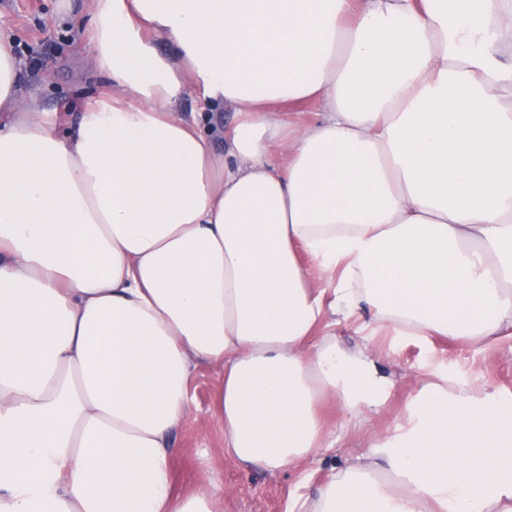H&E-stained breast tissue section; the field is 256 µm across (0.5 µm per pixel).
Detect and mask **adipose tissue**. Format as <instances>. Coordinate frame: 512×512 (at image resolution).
Here are the masks:
<instances>
[{
	"label": "adipose tissue",
	"instance_id": "ef3b65f1",
	"mask_svg": "<svg viewBox=\"0 0 512 512\" xmlns=\"http://www.w3.org/2000/svg\"><path fill=\"white\" fill-rule=\"evenodd\" d=\"M87 13L109 90L63 134L0 39V512H224L217 480L171 493L202 363L225 456L295 470L287 512H512L489 393L422 381L397 435L320 485L308 467L326 402L385 403L374 335L512 337V0ZM191 85L236 109L223 149L181 112Z\"/></svg>",
	"mask_w": 512,
	"mask_h": 512
}]
</instances>
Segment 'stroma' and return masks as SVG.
<instances>
[{
    "label": "stroma",
    "mask_w": 512,
    "mask_h": 512,
    "mask_svg": "<svg viewBox=\"0 0 512 512\" xmlns=\"http://www.w3.org/2000/svg\"><path fill=\"white\" fill-rule=\"evenodd\" d=\"M56 4L57 0H0V34L19 47L24 92L34 94L42 108L56 113L61 129L69 130L82 106L106 86L93 71L87 41L79 32L83 13L63 16ZM382 344L388 356L381 367L395 380L390 395L378 413L356 427L345 426L343 414L330 410L331 421L344 430L335 448L313 462L316 482H325L332 470L366 450L372 439L396 432L418 394L420 370L447 377L458 390L512 396L511 337L483 351L445 336L422 341L386 338ZM222 377L221 369L202 364L191 378L190 410L172 433L177 449L170 461L172 491L182 495L213 474L224 487L226 512H285L295 483L291 470L270 476L240 468L224 455V432L215 413Z\"/></svg>",
    "instance_id": "obj_1"
}]
</instances>
